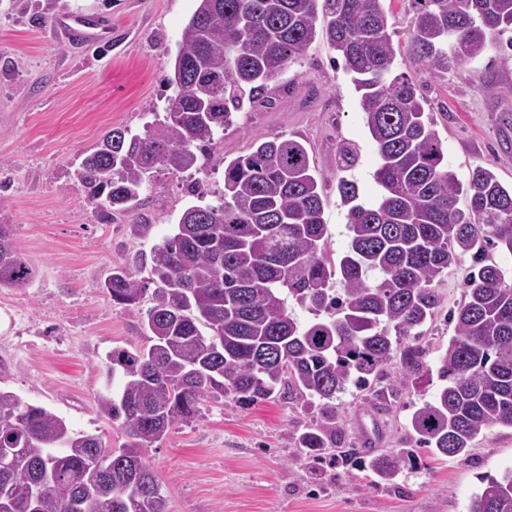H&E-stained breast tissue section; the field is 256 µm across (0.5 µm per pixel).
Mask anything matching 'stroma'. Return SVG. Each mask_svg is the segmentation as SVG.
I'll return each instance as SVG.
<instances>
[{"mask_svg": "<svg viewBox=\"0 0 512 512\" xmlns=\"http://www.w3.org/2000/svg\"><path fill=\"white\" fill-rule=\"evenodd\" d=\"M197 0H0V224L10 225L18 250L34 270L21 288H0V388L63 417L75 431L102 436L113 448L125 433L98 410L111 391L105 363L113 348L143 346L151 295L126 308L103 283L124 265L150 276L151 253L172 234L197 193L224 189V164L250 152L256 140L302 138L325 177L327 251L348 249L347 206L339 178L354 181L359 198L378 194L376 146L364 123L338 54L318 37L280 77L270 103L236 113L224 138L187 170H157L140 206L106 219L85 201L73 175L106 133L123 126L143 132L162 112L166 79ZM73 14L112 20V49L74 47L58 20ZM398 69L414 78L425 115L460 180L479 167L512 185V51L489 44L477 57L429 77L406 52ZM357 148L355 165L341 170V145ZM469 259L437 282L436 316L420 337L424 370L399 393L384 386L347 385L336 400V448L363 452L360 422L376 423L374 449L383 455L413 447L408 420L443 385L437 367L454 334L446 315L465 299ZM318 409L281 393L251 405L209 397L191 423L171 427L147 460L168 512H468L483 478L512 470V429L480 434L471 451L435 457L418 451L392 486L372 483L358 463L315 464L291 437L320 422Z\"/></svg>", "mask_w": 512, "mask_h": 512, "instance_id": "35a3bbf8", "label": "stroma"}]
</instances>
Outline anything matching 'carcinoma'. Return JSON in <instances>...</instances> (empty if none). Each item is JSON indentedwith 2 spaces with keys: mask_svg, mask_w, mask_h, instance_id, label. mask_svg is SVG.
Returning a JSON list of instances; mask_svg holds the SVG:
<instances>
[{
  "mask_svg": "<svg viewBox=\"0 0 512 512\" xmlns=\"http://www.w3.org/2000/svg\"><path fill=\"white\" fill-rule=\"evenodd\" d=\"M383 0H198L167 78L174 94L163 118L132 133L114 127L87 154L76 182L107 217L138 206L153 170H187L220 141L244 103L265 101L288 66L321 34L340 54L360 93L365 125L381 159L377 197L359 201L345 178L347 253L326 250L324 178L304 143L274 136L224 165V191L192 205L153 249V305L147 345L117 348L107 372L119 379L98 397L99 412L127 436L121 448L73 431L50 410L0 389V512H166L145 453L201 402L217 394L241 403L294 391L332 407L348 383H377L400 340L434 318L435 283L468 255L466 300L449 315L454 336L440 359L448 381L412 414L416 444L437 456L466 452L481 433L512 429V279L489 256L512 253V188L479 167L463 184L441 139L423 119L417 85L395 73ZM407 51L439 77L512 30V0H415ZM326 24L318 25L319 19ZM467 208L458 207L460 196ZM33 270L0 224V288H21ZM106 289L117 305L137 304L147 284L126 266ZM313 315L302 324L295 307ZM418 352L403 354L402 388ZM320 460L336 446V415L293 437ZM406 448L360 461L391 484ZM469 512H512V471L489 479Z\"/></svg>",
  "mask_w": 512,
  "mask_h": 512,
  "instance_id": "1",
  "label": "carcinoma"
}]
</instances>
